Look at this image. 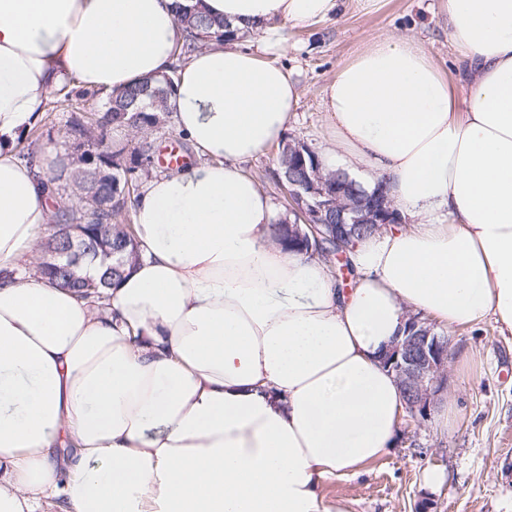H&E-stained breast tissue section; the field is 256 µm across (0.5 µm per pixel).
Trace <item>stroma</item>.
<instances>
[{
	"label": "stroma",
	"instance_id": "obj_1",
	"mask_svg": "<svg viewBox=\"0 0 512 512\" xmlns=\"http://www.w3.org/2000/svg\"><path fill=\"white\" fill-rule=\"evenodd\" d=\"M413 37L442 67H451L444 0H378L366 10L345 0L337 15L305 28L284 24L288 51L278 61L298 81L301 99L286 139L317 152L330 146L332 128L322 100L337 67L378 34ZM447 386L452 428L437 418L405 416L397 442L360 474L327 482L326 497L349 512H512V335L485 321L451 332ZM443 477L428 484L429 473Z\"/></svg>",
	"mask_w": 512,
	"mask_h": 512
}]
</instances>
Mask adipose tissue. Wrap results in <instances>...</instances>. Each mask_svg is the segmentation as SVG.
Returning a JSON list of instances; mask_svg holds the SVG:
<instances>
[{"label":"adipose tissue","mask_w":512,"mask_h":512,"mask_svg":"<svg viewBox=\"0 0 512 512\" xmlns=\"http://www.w3.org/2000/svg\"><path fill=\"white\" fill-rule=\"evenodd\" d=\"M445 2L464 77L382 34L325 86L324 171L385 184L402 216L349 245L341 292L273 242L281 215L246 169L300 101L269 58L282 22L341 0H0V512H346L323 487L395 446L381 355L407 315L512 335V0ZM195 4L262 41L207 40L179 68L168 104L203 163L146 179L110 308L19 273L55 219L17 156L46 92L168 73Z\"/></svg>","instance_id":"adipose-tissue-1"}]
</instances>
